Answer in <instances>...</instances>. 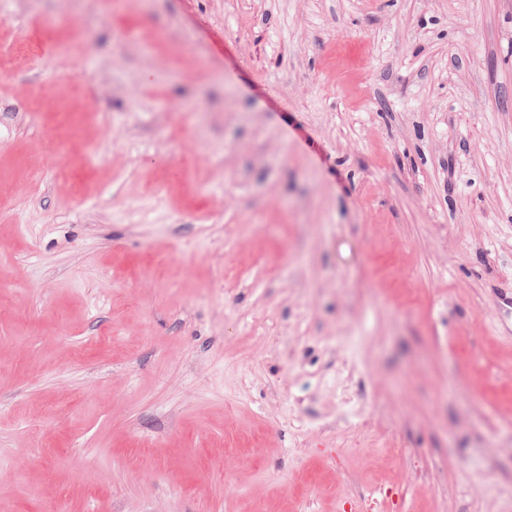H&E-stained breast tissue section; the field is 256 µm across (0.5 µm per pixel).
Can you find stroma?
<instances>
[{"label":"stroma","instance_id":"obj_1","mask_svg":"<svg viewBox=\"0 0 512 512\" xmlns=\"http://www.w3.org/2000/svg\"><path fill=\"white\" fill-rule=\"evenodd\" d=\"M22 37L0 512H512V0H0Z\"/></svg>","mask_w":512,"mask_h":512}]
</instances>
